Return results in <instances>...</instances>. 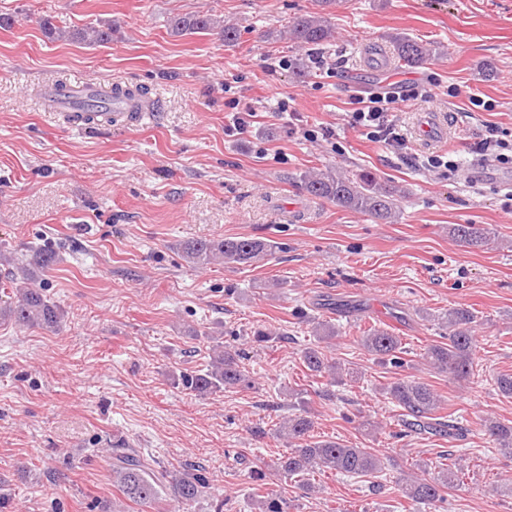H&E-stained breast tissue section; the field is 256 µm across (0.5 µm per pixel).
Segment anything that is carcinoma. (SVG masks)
<instances>
[{"instance_id":"obj_1","label":"carcinoma","mask_w":512,"mask_h":512,"mask_svg":"<svg viewBox=\"0 0 512 512\" xmlns=\"http://www.w3.org/2000/svg\"><path fill=\"white\" fill-rule=\"evenodd\" d=\"M341 0H315L317 10L302 14L291 22L284 33L289 42L299 48L320 50L329 45L335 34L332 9ZM170 33L186 36L214 32L226 44H234L240 38V29L212 14L195 13L176 15L168 22ZM44 31L84 45L94 46L112 40V25L87 24L72 30H58L52 22L43 23ZM393 58L402 66L413 68L422 65L433 55V50L407 36L392 39ZM121 93V87L110 88L103 98L88 99L75 112H110L112 94ZM306 192L316 198L328 200L337 206L370 216L377 222L388 224L396 217L400 199L405 191L396 185L380 183L365 170L341 171L327 168L320 172L303 175ZM449 234L456 242L467 247H479L492 240V231L480 224H454ZM279 250L278 243L262 238L226 237L224 239H193L184 242L180 249L181 259L190 267L210 265L253 266L269 259ZM56 256L50 252L33 250L22 261L23 279L36 283L40 274L49 268ZM63 313L43 293L41 288L22 286L17 300L0 306V319L13 322L19 327L39 328L50 332L60 329ZM448 325V341H434L427 345L423 360L436 372L456 379H465L473 371L474 336L473 323L476 315L465 308L448 310L441 317ZM316 343L302 350L304 367L311 375L324 378L329 385L354 379L357 372L342 365L330 355L331 341L336 337V326L321 322L314 327ZM362 346L376 359L394 366L402 365L400 337L386 329H371L360 338ZM247 355L240 349L215 344L205 368L183 372L177 376L182 387L199 394L216 393L226 389H248L251 379L244 360ZM386 399L402 410L405 432L444 433L453 437L459 431L453 422L442 423L435 413L440 407V397L431 386L413 376L397 378L382 387ZM480 428L498 445V450L512 456V424L495 417L480 420ZM277 435L291 444L288 453L277 458L274 475L285 482L302 483L313 488L311 477L317 473L331 472L350 477H377L383 472L381 454L371 448H354L330 439H318L313 434V422L302 413L284 419ZM448 463L442 464L433 476L405 478L402 492L414 505L437 507L444 500V490L460 483L464 465L461 459L447 454ZM112 483L125 499L141 505L152 504L164 491L174 494L181 505H190L203 493L207 485L201 470L189 468L168 470L155 468L149 460L125 448L112 449ZM255 512H288V500L280 494L268 493L252 503Z\"/></svg>"}]
</instances>
